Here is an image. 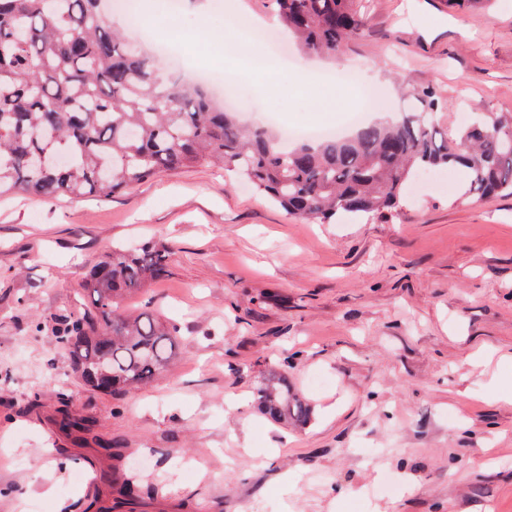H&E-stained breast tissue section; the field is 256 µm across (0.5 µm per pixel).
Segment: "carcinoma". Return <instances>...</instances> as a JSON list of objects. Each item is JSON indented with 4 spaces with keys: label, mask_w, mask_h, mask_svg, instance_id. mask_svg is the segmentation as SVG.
<instances>
[{
    "label": "carcinoma",
    "mask_w": 512,
    "mask_h": 512,
    "mask_svg": "<svg viewBox=\"0 0 512 512\" xmlns=\"http://www.w3.org/2000/svg\"><path fill=\"white\" fill-rule=\"evenodd\" d=\"M101 0H0V196L41 201L109 198L163 172L218 165L301 221L397 210L414 169H461L471 196L512 195V113L485 112L447 131L446 98L415 87L419 107L351 135L284 144L248 127L203 90L156 78L153 58L130 46ZM302 47L334 55L365 33L356 0H275ZM173 252L119 246L86 272L91 306L59 320L57 337L91 391L123 395L167 369L174 329L120 303L163 279ZM279 423L305 422L309 405L278 371L256 390Z\"/></svg>",
    "instance_id": "1"
}]
</instances>
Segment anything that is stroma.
Wrapping results in <instances>:
<instances>
[{
	"mask_svg": "<svg viewBox=\"0 0 512 512\" xmlns=\"http://www.w3.org/2000/svg\"><path fill=\"white\" fill-rule=\"evenodd\" d=\"M289 53L247 67L211 9L152 21L167 74L203 61L252 88L225 100L251 127L342 126L358 103L300 73L351 70L390 109L410 88L448 98L447 125L512 112V0H364L362 39L304 53L273 0H225ZM198 32L186 44V32ZM172 250L128 297L175 327L171 367L123 395L88 390L56 318L89 306L84 271L113 246ZM310 405L265 417L271 369ZM68 407L90 432L55 424ZM146 461L141 498L109 475ZM0 512H512V196L476 200L455 168L415 174L385 219L302 223L213 166L107 200L0 201Z\"/></svg>",
	"mask_w": 512,
	"mask_h": 512,
	"instance_id": "35a3bbf8",
	"label": "stroma"
}]
</instances>
